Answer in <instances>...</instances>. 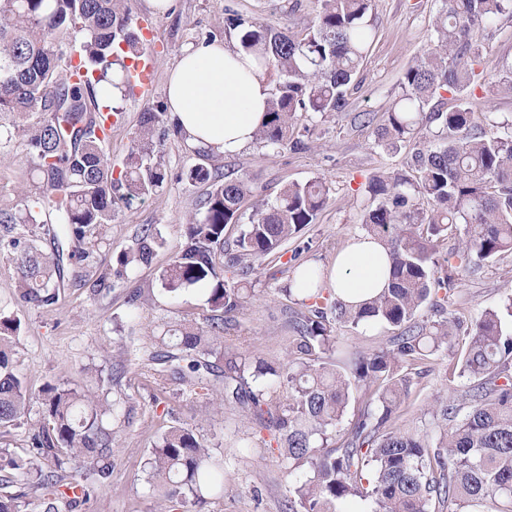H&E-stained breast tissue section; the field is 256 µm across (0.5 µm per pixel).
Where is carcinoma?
<instances>
[{"label":"carcinoma","instance_id":"carcinoma-1","mask_svg":"<svg viewBox=\"0 0 512 512\" xmlns=\"http://www.w3.org/2000/svg\"><path fill=\"white\" fill-rule=\"evenodd\" d=\"M313 23L295 32L275 30L234 13L227 27L240 46L278 77L267 105L268 120L255 141L279 147L289 140L300 112L328 118L346 111L354 76L366 59L374 29L372 0H317ZM133 0H0V148L19 144L35 179L0 206V254L15 268L16 299L52 308L63 282V250L38 244L43 228L53 241L75 245L70 257H87L82 245L102 239L115 205L157 192L168 173L161 143L181 129L165 119L164 103L141 113L139 128L119 174L104 145L112 137L98 110L95 87L121 96L132 90L130 66L143 49ZM512 19V0H442L433 16L435 41L405 72L401 95L379 118L361 114L375 144L386 151L411 150L407 171L375 175L366 187L362 224L384 244L389 281L377 296L352 307L327 287V273L308 267L298 245L292 260L307 312L289 320L293 333L287 363H269L224 350V324L244 308L251 290L224 279V264L247 273L256 262L275 261L288 243L314 223L329 199L317 177L293 182L275 201L250 203L252 183L224 179L202 164L180 178L210 187L203 213L181 225L175 257L160 273L163 289L177 295L209 285L205 325L187 320L166 331L181 355L151 356L144 374L163 387L179 379L192 389L216 392L224 403L253 414L271 431L292 477L288 512H339L337 504L371 500L375 512H512V294L500 309L470 324L455 368L470 385L460 399H440L424 430L400 427L393 415L408 399L414 380L433 358L456 346L462 323L447 311L448 290L463 277L512 254V121L480 128L462 93L480 81L479 36ZM81 35L78 62L68 52L71 34ZM490 97H512V62L483 80ZM446 91L456 98L445 102ZM252 206L249 222L240 224ZM241 225L236 252L224 259V231ZM469 226L462 248L438 258L448 233ZM166 240L154 225L135 234L116 266L77 274L91 288L151 262ZM432 303L436 320L419 319ZM379 324L399 330L393 348L349 354L337 369L340 327ZM19 319L0 312V427L14 426L31 403L42 422L32 428L27 458L0 448V473H17L28 494L0 493V512H27V497L44 500L64 486L68 505L87 498L86 473L111 467L115 432L99 397L45 383L30 390L13 358ZM224 359L215 374L205 356ZM189 357L187 367L180 361ZM365 392V408L341 430L353 391ZM151 478L166 487L170 507L185 500L193 512H211L210 496L224 491V470L192 429L172 426L145 462Z\"/></svg>","mask_w":512,"mask_h":512}]
</instances>
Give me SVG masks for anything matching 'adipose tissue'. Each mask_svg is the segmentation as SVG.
Here are the masks:
<instances>
[{
	"label": "adipose tissue",
	"mask_w": 512,
	"mask_h": 512,
	"mask_svg": "<svg viewBox=\"0 0 512 512\" xmlns=\"http://www.w3.org/2000/svg\"><path fill=\"white\" fill-rule=\"evenodd\" d=\"M270 97L266 71L240 46L217 40L185 50L166 84L172 120L191 143L221 154L254 142ZM387 280L385 249L367 235L352 238L329 274L330 287L352 302L374 296Z\"/></svg>",
	"instance_id": "adipose-tissue-1"
}]
</instances>
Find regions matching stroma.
<instances>
[{
  "mask_svg": "<svg viewBox=\"0 0 512 512\" xmlns=\"http://www.w3.org/2000/svg\"><path fill=\"white\" fill-rule=\"evenodd\" d=\"M440 6L441 0H372L369 19L375 38L345 113L325 120L313 114L301 116L290 144L278 148L253 144L234 155L213 157L224 174L251 180L257 199L268 203L288 183L316 177L326 181L328 204L301 234L312 244L305 254L311 265L329 268L337 252L363 234V189L369 177L408 168L407 150L388 152L377 147L369 130L359 127L354 118L360 112H387L399 97L403 73L433 38L431 21ZM316 7L315 0H173L171 9L161 14L148 0H136L155 83L149 96L133 93L118 105L107 146L113 165L121 166L126 158L146 101L164 99L168 75L182 52L205 39L236 41V33L226 26L228 13L259 19L274 29L298 30L311 21ZM482 42L477 68L496 74L504 61L512 59V21L502 22ZM161 152L170 172L167 183L157 193L119 204L115 221L83 262L90 270L115 265L137 228L154 224L167 245L151 264L98 293L70 279L57 304L47 309L15 302L13 267L0 256V310L21 322L14 358L31 389L51 381L120 404L111 470L103 479L88 475L89 496L77 512H163L164 492L149 478L144 463L156 439L178 425L192 428L213 460L224 466V492L216 497L214 512H285L291 479L267 430L239 409L222 404L215 394L189 392L177 380L162 389L139 374V363L157 351V342L169 326L201 319L206 309L204 285L191 286L174 297L159 280L176 252L181 224L200 210L207 190L206 185L177 178L196 161L185 140L169 136ZM291 278L289 256L254 265L247 275L252 296L235 321L228 323L225 347L272 363L284 360L292 301L282 290ZM510 294L512 255L506 254L457 285L448 295V308L467 323L483 311L498 309ZM451 361V353L442 351L431 371L416 379L400 411L404 424L416 429L428 426L435 400L465 390L467 381L450 370Z\"/></svg>",
  "mask_w": 512,
  "mask_h": 512,
  "instance_id": "35a3bbf8",
  "label": "stroma"
}]
</instances>
